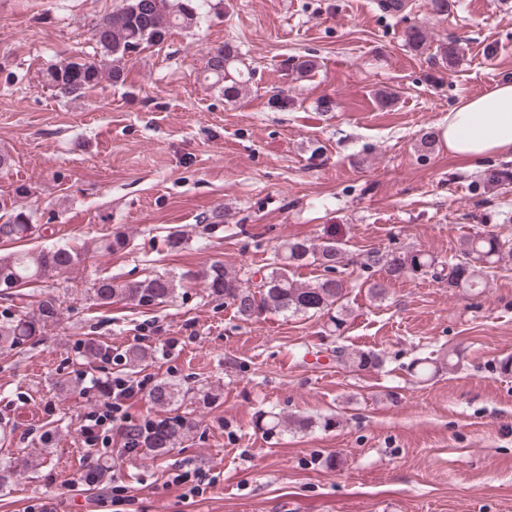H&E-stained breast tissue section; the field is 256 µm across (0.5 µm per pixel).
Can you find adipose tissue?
Returning a JSON list of instances; mask_svg holds the SVG:
<instances>
[{"mask_svg":"<svg viewBox=\"0 0 512 512\" xmlns=\"http://www.w3.org/2000/svg\"><path fill=\"white\" fill-rule=\"evenodd\" d=\"M440 137L462 159L512 152V84L494 85L459 103L449 112Z\"/></svg>","mask_w":512,"mask_h":512,"instance_id":"ef3b65f1","label":"adipose tissue"}]
</instances>
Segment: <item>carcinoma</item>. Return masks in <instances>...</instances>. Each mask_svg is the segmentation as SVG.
<instances>
[{"instance_id": "carcinoma-1", "label": "carcinoma", "mask_w": 512, "mask_h": 512, "mask_svg": "<svg viewBox=\"0 0 512 512\" xmlns=\"http://www.w3.org/2000/svg\"><path fill=\"white\" fill-rule=\"evenodd\" d=\"M208 0H123V5L101 17L91 28L92 39L100 55L92 60L62 59L43 73V81L51 90L63 97L77 99L86 91L107 78L114 83L123 81L120 62L143 45L164 40L174 27L198 26L207 13ZM404 43L412 51L423 53L431 44L426 29L411 26L404 31ZM439 66L452 71L460 62L458 42L451 39L436 47ZM237 54L224 45L209 48L204 55V72L217 85L224 86V97L238 98L251 79V72L235 66ZM317 68L315 59L298 56L290 59L289 69L300 76H307ZM512 185V165L490 166L475 179L473 194L505 189ZM39 231L32 222L31 212L17 206L0 223V241H26ZM130 244L126 233L116 231L100 238H91L78 246H52L41 249L21 250L0 257V291L16 289L30 284L46 283L56 275L80 266L92 254L118 253ZM275 266L267 269L259 282L246 284L238 273L216 261L198 272L178 278L166 273L148 274L120 283L110 277L97 279L93 284L91 299L96 305L109 307L122 301L138 307H152L172 299L182 280L199 282L207 294L222 298L235 307L244 321H251L266 314L283 316L296 314L329 315L331 331L339 332L346 324L347 282L338 277H323L312 283L294 279L292 269L316 265L323 271H338L354 263L344 240L336 236V227L330 226L317 241L291 239L275 250ZM482 265L477 266L475 262ZM512 261V238L494 231H478L459 239L456 254L446 263L438 262L426 253L414 250L371 249L362 259L366 268H375L382 277L369 286L376 300H384L391 282L406 277L428 275L448 287L472 292L485 287L490 270ZM60 299L48 292L38 300L37 306L17 314L0 316V347H17L41 334L49 322L59 320ZM86 358H112V350L89 339L83 346ZM336 362L357 370L380 368L383 358L373 351L348 349L336 350ZM451 365V357L418 358L412 362L413 372L425 376L439 372ZM180 400V390L163 382L150 393L155 406H173ZM256 425L267 432H286L306 429L311 422L291 417H258ZM196 427L187 417L175 416L159 420L148 426L129 424L125 433L135 441L140 450L153 456H163L180 446ZM47 461L43 453L29 454L13 461L12 468L34 471ZM84 481L90 487L112 483V463L97 460L86 466Z\"/></svg>"}]
</instances>
